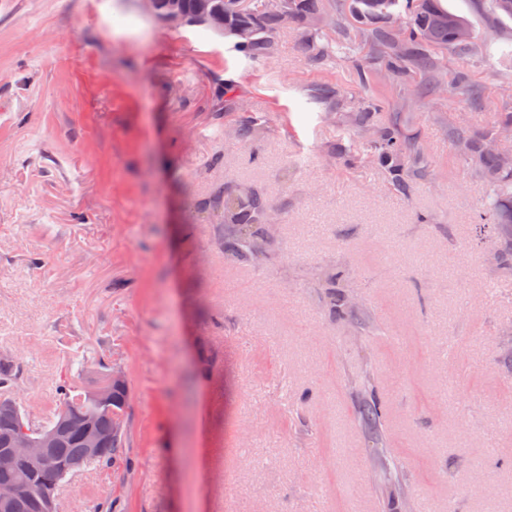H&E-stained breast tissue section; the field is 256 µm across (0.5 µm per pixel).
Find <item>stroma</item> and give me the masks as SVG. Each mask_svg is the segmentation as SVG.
I'll use <instances>...</instances> for the list:
<instances>
[{"instance_id":"1","label":"stroma","mask_w":512,"mask_h":512,"mask_svg":"<svg viewBox=\"0 0 512 512\" xmlns=\"http://www.w3.org/2000/svg\"><path fill=\"white\" fill-rule=\"evenodd\" d=\"M273 40L254 61L138 0H0V354L37 417L85 359L132 387L124 455L67 478L60 512H512V281L472 241L485 188L448 141L512 111V65L495 43L447 52L479 89L458 103L420 94L424 77L361 87L312 61L296 22ZM325 85L345 104L318 103ZM367 89L430 158L406 193L326 151ZM240 184L279 218L253 266L225 257L201 207ZM328 264L366 335L324 316ZM368 385L382 448L358 419Z\"/></svg>"}]
</instances>
